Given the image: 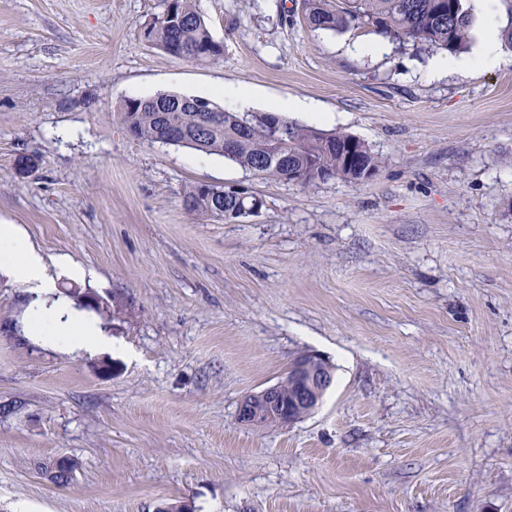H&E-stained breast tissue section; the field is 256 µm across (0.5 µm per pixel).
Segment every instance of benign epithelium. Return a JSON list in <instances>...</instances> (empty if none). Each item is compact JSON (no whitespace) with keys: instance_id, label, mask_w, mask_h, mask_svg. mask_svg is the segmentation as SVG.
I'll use <instances>...</instances> for the list:
<instances>
[{"instance_id":"7a95c632","label":"benign epithelium","mask_w":512,"mask_h":512,"mask_svg":"<svg viewBox=\"0 0 512 512\" xmlns=\"http://www.w3.org/2000/svg\"><path fill=\"white\" fill-rule=\"evenodd\" d=\"M80 305L92 309L109 308V300L72 288ZM292 390L290 400L281 396L280 383L245 395L237 410L239 421L254 427H283L314 413L326 392L335 384V367L323 358L304 353L292 360L287 372Z\"/></svg>"}]
</instances>
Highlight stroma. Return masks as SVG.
<instances>
[{"label": "stroma", "mask_w": 512, "mask_h": 512, "mask_svg": "<svg viewBox=\"0 0 512 512\" xmlns=\"http://www.w3.org/2000/svg\"><path fill=\"white\" fill-rule=\"evenodd\" d=\"M197 5L212 66L143 40L163 0H0V224L58 290L112 298L91 316L114 344L45 348L0 275V512H512V64L436 80L433 53H364L375 34L310 28L302 0ZM228 84L258 113L313 103L286 119L364 140L382 169L303 188L114 113L158 91L219 104ZM200 184L262 208L197 219ZM304 352L335 367L320 409L241 424L240 399Z\"/></svg>", "instance_id": "stroma-1"}]
</instances>
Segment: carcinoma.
<instances>
[{"label":"carcinoma","instance_id":"obj_1","mask_svg":"<svg viewBox=\"0 0 512 512\" xmlns=\"http://www.w3.org/2000/svg\"><path fill=\"white\" fill-rule=\"evenodd\" d=\"M468 0H303L307 24L319 30L344 34L368 29L399 47L445 51L458 55L469 49L473 25ZM143 39L165 53L199 65L221 61L223 45L212 34L197 0H164L161 13L145 21ZM119 121L133 136L149 143L183 147L219 155L253 174L278 181L299 182L303 187L332 178L346 183L362 181L365 173L376 175L382 157L356 139L355 160L349 162L339 146L352 135L327 131L283 120L279 133L266 127L259 116L219 107V119L192 107L191 99L173 92L125 98L114 109ZM248 199L227 188L202 184L186 198L187 209L204 218L232 220L231 214Z\"/></svg>","mask_w":512,"mask_h":512}]
</instances>
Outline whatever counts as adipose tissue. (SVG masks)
<instances>
[{
	"label": "adipose tissue",
	"instance_id": "1",
	"mask_svg": "<svg viewBox=\"0 0 512 512\" xmlns=\"http://www.w3.org/2000/svg\"><path fill=\"white\" fill-rule=\"evenodd\" d=\"M0 275L27 287L33 297L30 329L45 343L66 350L108 349L112 340L96 321L85 318L54 295L43 256L12 224H0Z\"/></svg>",
	"mask_w": 512,
	"mask_h": 512
}]
</instances>
